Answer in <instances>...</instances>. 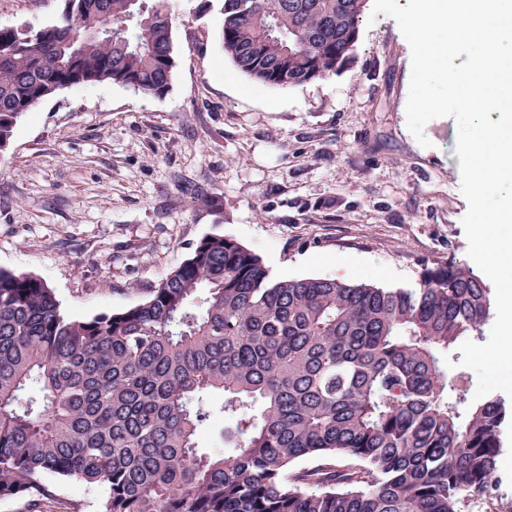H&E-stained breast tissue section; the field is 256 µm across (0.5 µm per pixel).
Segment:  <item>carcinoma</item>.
Here are the masks:
<instances>
[{"label":"carcinoma","instance_id":"obj_1","mask_svg":"<svg viewBox=\"0 0 512 512\" xmlns=\"http://www.w3.org/2000/svg\"><path fill=\"white\" fill-rule=\"evenodd\" d=\"M367 2L223 0L224 55L263 85L325 78ZM174 66L164 0H64L53 24L0 27V144L61 89L161 96ZM491 308L453 261L413 288L275 281L221 234L89 319L0 268V497L41 512L49 474L103 488L99 512H467L497 487L505 406L439 353L480 339ZM216 416L226 450L201 453Z\"/></svg>","mask_w":512,"mask_h":512}]
</instances>
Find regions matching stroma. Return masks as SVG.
<instances>
[{
    "instance_id": "stroma-1",
    "label": "stroma",
    "mask_w": 512,
    "mask_h": 512,
    "mask_svg": "<svg viewBox=\"0 0 512 512\" xmlns=\"http://www.w3.org/2000/svg\"><path fill=\"white\" fill-rule=\"evenodd\" d=\"M168 0L175 67L149 96L77 85L39 102L0 150V268L31 273L71 315L141 302L205 237L276 279L384 288L425 264L470 265L454 118L407 126L411 48L397 21L361 24L336 74L260 85L224 54L221 0ZM61 0H0V26L55 22ZM211 202L196 205L195 187Z\"/></svg>"
}]
</instances>
